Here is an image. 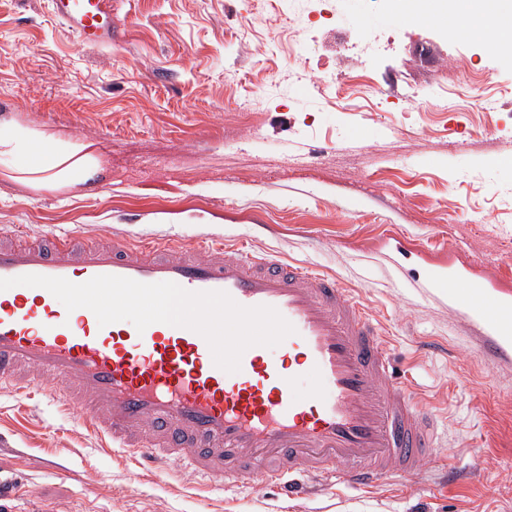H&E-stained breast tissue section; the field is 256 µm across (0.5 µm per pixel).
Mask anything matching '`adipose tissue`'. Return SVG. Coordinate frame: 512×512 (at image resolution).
Segmentation results:
<instances>
[{"instance_id": "1", "label": "adipose tissue", "mask_w": 512, "mask_h": 512, "mask_svg": "<svg viewBox=\"0 0 512 512\" xmlns=\"http://www.w3.org/2000/svg\"><path fill=\"white\" fill-rule=\"evenodd\" d=\"M435 10L444 20L464 19L470 38L491 51L512 46V0H438ZM0 162L36 190L83 186L100 170L88 144L62 150L52 135L10 121H0Z\"/></svg>"}]
</instances>
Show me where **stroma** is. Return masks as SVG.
I'll use <instances>...</instances> for the list:
<instances>
[{"label":"stroma","instance_id":"stroma-1","mask_svg":"<svg viewBox=\"0 0 512 512\" xmlns=\"http://www.w3.org/2000/svg\"><path fill=\"white\" fill-rule=\"evenodd\" d=\"M112 9V46L85 47L47 0H0V120L100 161L88 189L37 191L0 168V227L209 236L315 265L359 289L448 445L420 481L283 499L176 465L140 474L79 415L0 390L15 512H512V353L481 354L480 322L428 285L449 269L512 301V51L370 0Z\"/></svg>","mask_w":512,"mask_h":512}]
</instances>
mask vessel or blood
Listing matches in <instances>:
<instances>
[{"instance_id": "b4317fda", "label": "vessel or blood", "mask_w": 512, "mask_h": 512, "mask_svg": "<svg viewBox=\"0 0 512 512\" xmlns=\"http://www.w3.org/2000/svg\"><path fill=\"white\" fill-rule=\"evenodd\" d=\"M53 18L92 47L111 46L112 0H48ZM35 274L83 283L98 275L223 291L245 307H274L295 328L280 345L247 349L240 369L215 366L198 333L164 323L137 331L66 311L46 289L0 291V384L41 392L143 471L176 464L224 484L300 490L369 488L421 476L438 447V413L395 374L392 347L364 301L318 268L203 238L192 248L116 236L0 243V278ZM502 349L512 327L489 292L470 302Z\"/></svg>"}]
</instances>
